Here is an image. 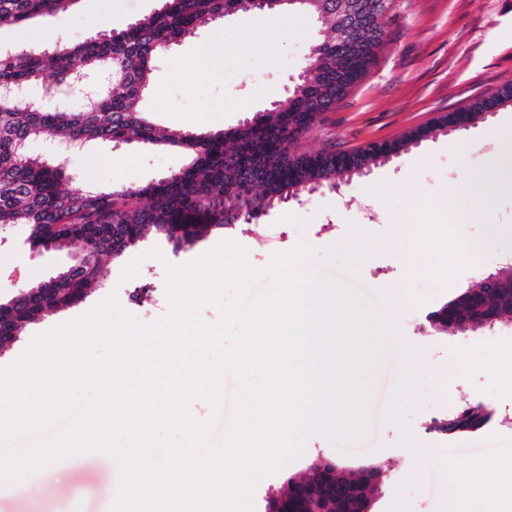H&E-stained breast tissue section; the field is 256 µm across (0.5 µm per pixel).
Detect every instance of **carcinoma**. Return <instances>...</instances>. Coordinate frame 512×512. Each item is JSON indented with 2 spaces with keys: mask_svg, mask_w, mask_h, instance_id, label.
Returning a JSON list of instances; mask_svg holds the SVG:
<instances>
[{
  "mask_svg": "<svg viewBox=\"0 0 512 512\" xmlns=\"http://www.w3.org/2000/svg\"><path fill=\"white\" fill-rule=\"evenodd\" d=\"M78 0H0V27L34 19L48 20ZM303 8L316 15L324 35L312 50L300 89L271 103L242 125L222 130L160 132L145 116L141 98L161 56L209 21L228 11L248 10L247 0H161L153 13L121 31L49 48L0 54V85L36 86L54 77L50 89L68 83L74 72L109 75L104 92L83 108L38 109L25 101L0 112V227L30 226L34 245L56 247L79 241L86 245L73 262L47 281L27 287L31 304L7 301L0 306V339L19 335L36 317H44L82 299L105 275L103 262L119 260L153 229L175 247H191L215 229L250 224L278 202L304 190L334 187L360 174L390 152L308 153L298 148L301 136L322 115L336 108L368 74L386 35L383 21L373 20L349 33L353 51L342 55V26L332 0H311ZM487 110L474 101L464 113L442 117L438 129L472 120ZM39 137L74 141L143 143L174 147L188 157L186 166L156 182L135 187L91 191L66 184L64 168L38 158L21 157V149ZM488 288L478 278L452 301L458 316L450 332L512 321V267L495 273ZM492 412L466 406L430 422L442 436L476 430ZM387 469L362 468L336 474V512H359L360 501L373 500L385 485ZM318 467L290 476L278 493L293 499L316 494Z\"/></svg>",
  "mask_w": 512,
  "mask_h": 512,
  "instance_id": "1",
  "label": "carcinoma"
}]
</instances>
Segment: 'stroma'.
Returning a JSON list of instances; mask_svg holds the SVG:
<instances>
[{
    "instance_id": "stroma-1",
    "label": "stroma",
    "mask_w": 512,
    "mask_h": 512,
    "mask_svg": "<svg viewBox=\"0 0 512 512\" xmlns=\"http://www.w3.org/2000/svg\"><path fill=\"white\" fill-rule=\"evenodd\" d=\"M159 6L160 0H79L50 20L0 28V52L120 30ZM384 23L387 36L368 75L301 137L302 150L351 151L400 139L438 114L512 84V0H391ZM320 38L317 18L300 9L239 12L208 22L164 54L142 107L161 129L238 126L287 95ZM203 48L216 58L215 67L197 64ZM511 135L512 105L468 128L436 132L335 188L302 193L276 204L258 222L212 233L193 247L178 249L147 234L122 260L106 262L103 282L81 301L27 324L0 349V369L13 365L36 336L112 295L139 323L158 321L169 309L167 265L187 264L224 240L245 248L249 263L263 270L255 293L271 292L275 282L265 269L273 253L303 242L312 249L304 269L351 288L366 304L383 307L397 339L387 342L375 360L365 435L342 444L311 434L299 458L260 483L256 506H264L288 475L301 474L322 459L347 473L371 461L386 464L387 483L373 512H442L450 474L481 464L492 477L494 461L512 454V384L499 378L512 368V322L440 335L426 321L478 277L512 265V173L490 163L500 139ZM184 163L174 149L91 141L65 168L73 184L108 190L155 182ZM475 168L486 171L490 211L461 220L454 211H443L442 199L447 192H463ZM491 220L499 224V236L466 260L448 263L449 252L485 239ZM7 235L8 244L0 247L4 300L19 287L55 275L79 249L72 243L33 250L22 224ZM369 240L382 242V249L368 252ZM154 248L160 258L150 257ZM132 260L139 263L138 274L123 278ZM142 281L152 300L145 313L131 305ZM402 342L410 346L409 355L401 354ZM235 391L234 377L225 376L219 409L202 400L191 406L197 418H215L211 443L227 434ZM478 403L492 412L482 429L455 437L428 432L431 419ZM56 470L53 477L42 470L28 475L22 494L16 483H0V512H111L120 481L117 458L85 452L57 463Z\"/></svg>"
}]
</instances>
